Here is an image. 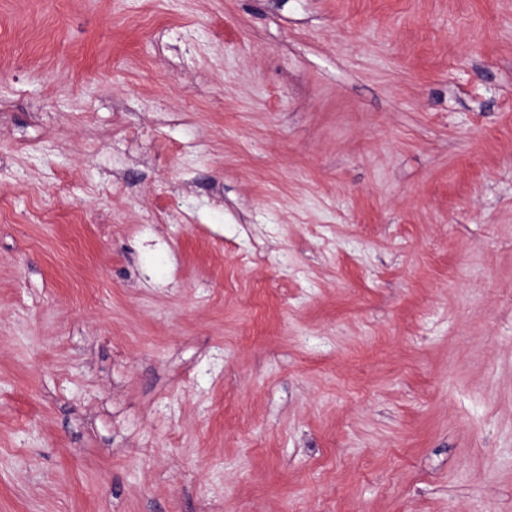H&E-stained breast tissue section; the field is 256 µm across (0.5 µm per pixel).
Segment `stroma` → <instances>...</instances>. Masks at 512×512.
<instances>
[{
    "label": "stroma",
    "instance_id": "stroma-1",
    "mask_svg": "<svg viewBox=\"0 0 512 512\" xmlns=\"http://www.w3.org/2000/svg\"><path fill=\"white\" fill-rule=\"evenodd\" d=\"M0 512H512V0H0Z\"/></svg>",
    "mask_w": 512,
    "mask_h": 512
}]
</instances>
